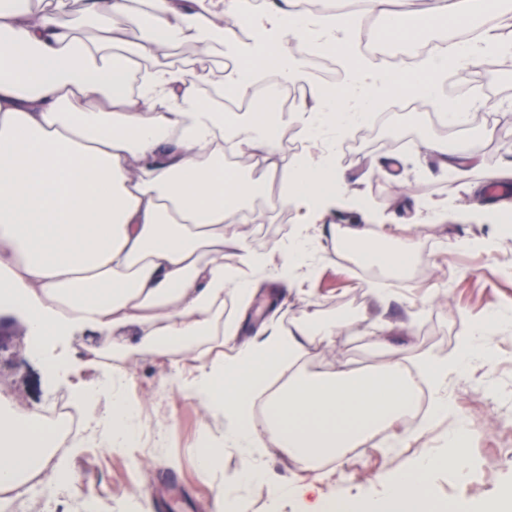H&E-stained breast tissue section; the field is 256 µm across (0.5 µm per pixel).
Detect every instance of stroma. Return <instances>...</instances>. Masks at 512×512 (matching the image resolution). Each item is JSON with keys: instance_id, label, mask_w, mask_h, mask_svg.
Segmentation results:
<instances>
[{"instance_id": "35a3bbf8", "label": "stroma", "mask_w": 512, "mask_h": 512, "mask_svg": "<svg viewBox=\"0 0 512 512\" xmlns=\"http://www.w3.org/2000/svg\"><path fill=\"white\" fill-rule=\"evenodd\" d=\"M453 100L470 103L473 87L496 102L500 116L512 115V67L491 63L459 69L445 75ZM381 121H367L349 130L336 153L347 173V186L325 219L310 232L316 257L298 278L301 289L284 287L270 276L259 277L257 293L278 290L265 309L256 300L242 302L224 295V317L237 326L238 342L261 335L270 325L289 326L298 318L344 320L330 345L307 347L306 370L317 372L355 368L369 371L399 358L416 364L426 356H447L458 343L462 324L488 312L501 318L493 363L474 361L465 373L448 378V395L455 413L427 431L416 425L395 424L391 432L398 447L374 439L345 457L312 470L291 461L277 441L265 439L260 463L268 482L240 484L248 457L239 449H225L210 474L196 467L194 450L206 434L223 428L221 419L188 400L178 389L179 378L189 376L191 363L178 355L164 356L139 348L131 361L113 358L115 369L126 371L125 398L138 410L139 441L135 448L110 451L90 436H82L78 453L55 455L42 471L40 490L28 494L25 512H83L73 487L90 489L97 512H157L158 498L169 491L185 502L186 512H213L219 492L234 494L239 512H271V482L311 484L307 496L316 503L340 495L365 501L382 497L391 478L412 469L424 452L447 454L448 433L457 420L474 432L467 454L468 473L441 470L431 477L433 512H449L459 496H468L472 512H491L494 504L512 493V462L494 463L496 453L512 448V234L500 225L469 220L479 209L501 211L498 202L484 197L487 169H473L462 180L440 179L430 172L431 160L420 149L427 140H465L484 145L494 160H512V140L483 139L482 127L451 128L435 122L428 103L410 111L381 109ZM445 199L453 202L457 218L442 224L424 221L425 206ZM263 223L249 227V242L269 251L286 244L301 228L299 212L276 207L264 212ZM352 224H382L385 235L375 236L383 249L397 248L413 239L411 264L418 277L386 281L365 274L355 260L341 256L336 246L340 230ZM492 239L489 250L459 248V238ZM101 374L78 370L64 378L51 377L28 352V338L20 315L0 313V399L15 411H43L58 395L75 397L78 390L98 384Z\"/></svg>"}]
</instances>
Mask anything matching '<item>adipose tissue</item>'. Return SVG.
<instances>
[{
  "mask_svg": "<svg viewBox=\"0 0 512 512\" xmlns=\"http://www.w3.org/2000/svg\"><path fill=\"white\" fill-rule=\"evenodd\" d=\"M380 17L383 41L410 44L447 28L476 29L453 40L418 69L405 61L387 67L363 54V29ZM241 47V63L215 75L201 59L169 66L167 48L207 40ZM332 49L343 69L339 92L308 84L289 118L311 152L278 156L279 118L267 113L234 120L219 112L202 86L242 99L260 81L306 82L307 54ZM512 53V0H428L422 10L398 13L390 0H361L339 21L303 14L296 0H0V310L20 314L35 352L54 350L87 328L111 337L113 355L143 346H172L194 357L199 345L224 333V294L248 300L252 275L274 268L293 285L308 263L313 239L301 232L277 252L247 246L245 225L263 221L254 198L278 182L276 204L325 211L346 186L335 146L384 96H420L461 123L465 104L440 92L448 70L475 68L492 54ZM438 177L463 178L474 158L458 144H426ZM267 162L269 181L224 167L225 151ZM369 225L346 227L343 240L366 261L403 269L414 245L371 253ZM241 264L224 263L225 248ZM500 319L466 322L459 348L426 358L416 370L431 392L429 423L453 412L446 382L476 359L490 360V336ZM336 322L295 321L239 346L233 354L200 361L181 382L186 396L224 418V437L198 449L197 464L211 472L225 447L259 457L253 406L265 398L266 424L288 456L303 467L343 458L349 449L403 420L417 405L412 370L401 360L363 373L343 369L305 374L306 347L329 342ZM274 393L264 385L279 376ZM95 407L105 448L138 444L137 415L121 381L105 378L79 392ZM471 432L449 433L452 453H423L412 470L393 479L369 503L349 496L323 502V512H430L429 476L462 472ZM54 446L39 413L0 414V492L22 488Z\"/></svg>",
  "mask_w": 512,
  "mask_h": 512,
  "instance_id": "ef3b65f1",
  "label": "adipose tissue"
}]
</instances>
